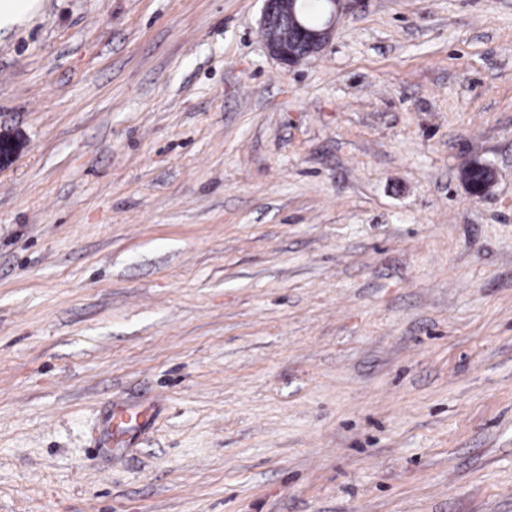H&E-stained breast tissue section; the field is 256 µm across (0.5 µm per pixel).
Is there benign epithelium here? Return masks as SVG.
Masks as SVG:
<instances>
[{"label":"benign epithelium","instance_id":"7a95c632","mask_svg":"<svg viewBox=\"0 0 512 512\" xmlns=\"http://www.w3.org/2000/svg\"><path fill=\"white\" fill-rule=\"evenodd\" d=\"M260 33L271 57L281 64L292 67L295 64L318 55L332 39L339 18L349 9L351 0H323V21L317 27L310 26L305 18V0H289L288 13L280 11L281 0H263ZM467 165L462 171V179L471 196H486L495 183L493 168L483 165L486 170L484 180L475 183L470 180Z\"/></svg>","mask_w":512,"mask_h":512}]
</instances>
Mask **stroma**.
Returning <instances> with one entry per match:
<instances>
[{
	"label": "stroma",
	"instance_id": "obj_1",
	"mask_svg": "<svg viewBox=\"0 0 512 512\" xmlns=\"http://www.w3.org/2000/svg\"><path fill=\"white\" fill-rule=\"evenodd\" d=\"M262 8L0 26V512H512V0ZM263 2L260 33L265 47L271 57L292 67L322 52L332 39L339 18L349 9L351 0H325L322 12L316 7L308 8L307 18L312 24L317 23L323 14V21L317 27L307 23L303 0L282 1V5L288 8L287 14L280 11L281 0ZM289 30L293 33V40L289 37ZM298 46L302 48L301 53L296 50ZM472 162V161H471ZM469 163L462 171V179L464 181V184L466 185L469 193L471 196L476 198H482L486 196L491 188L493 187L495 183L496 174L493 168L486 164L478 163V166L483 167L486 170V173L484 175V180L475 183L472 180H470V170L472 168L477 167L476 164L472 165V163Z\"/></svg>",
	"mask_w": 512,
	"mask_h": 512
}]
</instances>
